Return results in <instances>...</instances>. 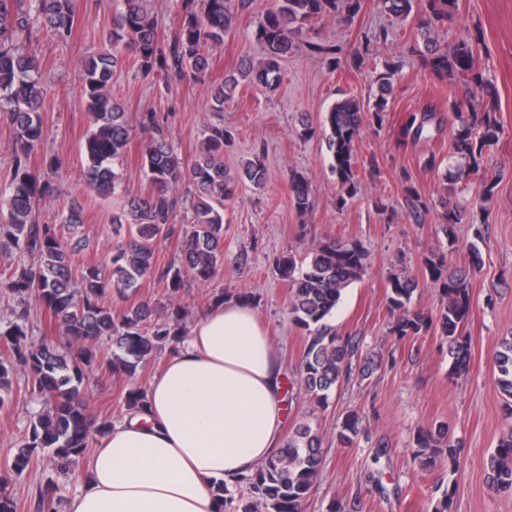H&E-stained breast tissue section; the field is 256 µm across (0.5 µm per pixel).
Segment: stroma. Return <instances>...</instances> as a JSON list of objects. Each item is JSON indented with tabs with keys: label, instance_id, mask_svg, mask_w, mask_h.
<instances>
[{
	"label": "stroma",
	"instance_id": "stroma-1",
	"mask_svg": "<svg viewBox=\"0 0 512 512\" xmlns=\"http://www.w3.org/2000/svg\"><path fill=\"white\" fill-rule=\"evenodd\" d=\"M115 8V0H79L78 24L69 43L44 31L38 39L48 86L43 106L47 148L60 161L54 169L41 159L33 161L35 171L55 188L54 197L42 201L39 215L50 221L64 202L81 201L84 248L77 259L82 264L111 253L116 243L113 214L125 206L128 195L147 186L140 162L148 136L138 128L121 166L122 193L100 198L82 178L90 117L81 98L80 73L84 60L105 47L106 26ZM257 22L254 13L238 19L223 44L212 49L204 82L144 79L128 60L112 78V92L131 116L146 111L167 114L168 130L183 157H193L205 128L220 122L231 133L224 146L225 166L235 170L258 157L268 170L266 183L243 185L224 206V264L214 279L186 278L174 295L164 285L146 281L137 300L162 310L180 308L190 324L216 297L232 301L249 295L281 359L288 425L309 422L322 440L324 461L303 512H327L335 501L346 512H430L432 497L445 487L453 490V512H512V492L496 490L487 479L491 454L500 438L512 431V419L503 415L494 365L501 342L512 338V0H458L454 21L439 33L444 44L468 30L479 34L477 67L497 91L495 115L502 125L484 161L500 182L491 203L477 214L482 226L457 224L449 235L438 219V201L448 183L443 170L429 168L427 160L448 157L452 128L445 123L416 141L403 135L411 115L423 108L435 107L442 117L448 114L449 84L423 68L414 50L413 20L380 12L375 0H364L351 18L330 14L313 20V36L341 46L339 68L298 46L282 60L276 85L240 80L223 111H211L209 84L237 72L242 61L262 58L263 49L254 38ZM383 28L389 32L387 41L375 43L372 57L356 65L353 54L363 34ZM393 61L400 62L401 70L385 123L380 128L364 126L355 141L361 188L346 206H339L326 142L318 135L302 138L299 118L307 116L319 128L343 95L373 99L375 69ZM295 173L304 176L310 188L311 206L303 215L290 201ZM407 180L429 205L418 221L404 204L402 185ZM329 238L357 242L368 255L367 273L345 290L332 321L341 335L359 341L362 356L380 357L384 363L366 380L352 373L321 405L301 385L306 337L288 315L289 282L277 261L286 254L307 256ZM434 253L444 255L452 267L477 264L465 326L469 365L454 376L448 372V344L439 329L399 338L393 332L396 318L388 309V280L402 274L418 283L412 309L437 315L442 295L424 269L425 257ZM167 357V351H160L131 377L90 375L84 391L93 413L110 416L128 388L146 387ZM24 385V373H17L13 408L0 414V459L13 455L30 418L42 409L36 398L25 395ZM352 409L363 416L365 433L344 446L337 441V431ZM441 424L447 425L448 439L458 450L457 461L441 458L420 466L413 460V439L419 429ZM50 474V464L44 461L22 474L6 475V490L17 502V512H34L36 487Z\"/></svg>",
	"mask_w": 512,
	"mask_h": 512
}]
</instances>
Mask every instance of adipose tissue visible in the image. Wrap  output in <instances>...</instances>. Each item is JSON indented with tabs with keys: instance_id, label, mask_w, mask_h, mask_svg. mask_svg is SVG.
<instances>
[{
	"instance_id": "ef3b65f1",
	"label": "adipose tissue",
	"mask_w": 512,
	"mask_h": 512,
	"mask_svg": "<svg viewBox=\"0 0 512 512\" xmlns=\"http://www.w3.org/2000/svg\"><path fill=\"white\" fill-rule=\"evenodd\" d=\"M279 357L252 304L213 302L153 377L140 411L113 424L64 512H216L215 485L281 446Z\"/></svg>"
}]
</instances>
